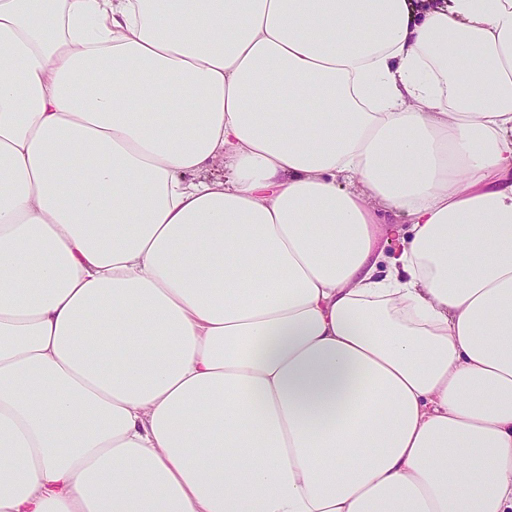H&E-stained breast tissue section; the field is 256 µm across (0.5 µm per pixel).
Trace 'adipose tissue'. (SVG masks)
<instances>
[{
  "instance_id": "obj_1",
  "label": "adipose tissue",
  "mask_w": 512,
  "mask_h": 512,
  "mask_svg": "<svg viewBox=\"0 0 512 512\" xmlns=\"http://www.w3.org/2000/svg\"><path fill=\"white\" fill-rule=\"evenodd\" d=\"M0 512H512V0H0Z\"/></svg>"
}]
</instances>
